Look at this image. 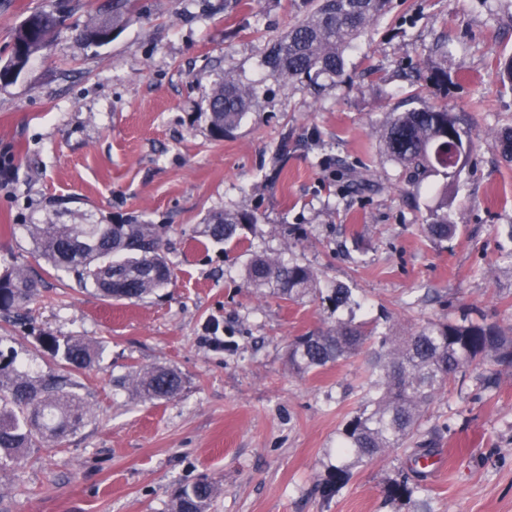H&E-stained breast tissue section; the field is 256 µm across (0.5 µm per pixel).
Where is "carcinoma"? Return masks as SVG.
<instances>
[{"mask_svg":"<svg viewBox=\"0 0 512 512\" xmlns=\"http://www.w3.org/2000/svg\"><path fill=\"white\" fill-rule=\"evenodd\" d=\"M136 0H112L111 11L92 19L79 36L104 44L108 34L122 30L135 17ZM390 0H318L317 7L292 24L268 48L264 64L284 80L311 73L339 77L344 71V51L363 30L377 22ZM63 23V10L42 9L28 15L14 33L13 56L0 69V80L22 70L47 44ZM253 90L231 74L217 82L209 96L210 133L216 140L233 132L250 112ZM380 142L386 155L418 175L426 171L455 177L471 148L469 131L448 107L423 104L393 112L382 126ZM257 217L240 210L209 214L203 234L216 242H231ZM36 255L51 268L66 272L77 285L89 284L103 298L142 301L166 287L172 270L165 255L167 229L129 217L113 224H56L47 218L27 225ZM437 242L452 238L456 225L447 213H435L425 226ZM248 285L265 288L284 300L321 294L314 271L297 262L285 263L267 254L254 255L245 269ZM38 282L17 266L0 272V312L19 314L37 295ZM327 299L347 317L336 325L295 338L288 345V369L305 376L335 365L370 344L374 360L368 372L369 387L355 414L346 422L336 454L367 462L378 455L406 447L414 437L419 447L410 449L414 463L430 455L432 440L423 438L425 409L456 384L466 369L487 365L512 366V335L487 321L481 312L427 323L408 336H394L387 323L355 322L359 306L350 289L338 285ZM41 348L59 360L67 373L52 370L32 375L17 355L0 350V468L17 463L30 449L49 446L77 433L90 408L77 389L74 376L91 367L100 351L81 338H61L48 331L37 336ZM118 384L145 402L175 398L182 390L179 371L154 366L128 373ZM415 480L406 476L388 488L391 498L408 499L417 492ZM216 492L204 478L180 488L171 512H207Z\"/></svg>","mask_w":512,"mask_h":512,"instance_id":"carcinoma-1","label":"carcinoma"}]
</instances>
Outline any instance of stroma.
<instances>
[{
  "label": "stroma",
  "mask_w": 512,
  "mask_h": 512,
  "mask_svg": "<svg viewBox=\"0 0 512 512\" xmlns=\"http://www.w3.org/2000/svg\"><path fill=\"white\" fill-rule=\"evenodd\" d=\"M60 0H0V67L16 27ZM65 22L15 78L0 80V269L22 265L42 285L25 317L0 315V347L33 372L53 361L41 331L101 348L78 374L91 415L57 446L0 469V512H169L174 491L201 477L219 487L209 512H512V367L496 388L479 372L429 405L441 468L409 499L403 451L351 464L336 454L367 386L369 350L298 376L288 344L334 326L329 302L289 301L247 285L255 253L312 267L322 291L351 288L357 320L387 316L404 335L448 309L479 310L512 329V163L499 131L512 126V88L497 61L512 56V0H392L345 53L343 76L284 81L263 60L270 41L315 0H137L111 42L79 39L106 0H61ZM447 85L433 82L436 68ZM233 73L254 92L224 139L210 135L207 100ZM464 116L473 151L461 174L410 179L380 149L385 117L414 94ZM366 168L372 189L338 169ZM448 189L455 238L423 226ZM253 212L240 242L202 234L215 211ZM108 224L136 217L168 227L175 278L138 301H107L45 271L26 227ZM181 372L171 401H139L115 380L131 368ZM347 466L338 492L321 484Z\"/></svg>",
  "instance_id": "obj_1"
}]
</instances>
